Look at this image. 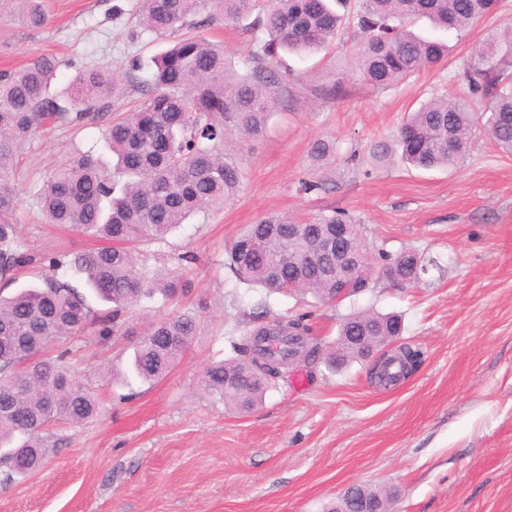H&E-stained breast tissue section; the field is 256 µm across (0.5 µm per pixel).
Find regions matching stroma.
Segmentation results:
<instances>
[{
    "instance_id": "obj_1",
    "label": "stroma",
    "mask_w": 512,
    "mask_h": 512,
    "mask_svg": "<svg viewBox=\"0 0 512 512\" xmlns=\"http://www.w3.org/2000/svg\"><path fill=\"white\" fill-rule=\"evenodd\" d=\"M48 21L22 23L0 0V73L34 58L62 62L57 86L79 70L121 68L133 56L162 49L140 32V0H44ZM512 28V0L464 34L417 32L449 46L437 67L378 91L345 74L339 35L319 53L285 56L280 106L262 136L240 150L244 179L224 209L182 225L138 259L148 270L177 269L178 255L197 262L183 272L178 301L129 315L128 335L107 344L84 336L73 365L100 385V416L49 433L52 451L40 470L0 480V512H327L352 485L390 495L389 512H512V153L476 133L464 161L421 170L375 164V142L391 140L409 112L433 95L470 96L467 64L484 41ZM199 33L241 61L255 45L247 23L216 18ZM339 86L329 95L331 86ZM105 124L41 130L22 152L15 221L25 250L76 252L93 239L44 221L30 190L75 151L113 164ZM334 138L336 162L324 191L308 158L315 139ZM363 225L370 247L369 286L310 322L321 358L291 368L260 405L230 410L202 384L208 363L230 356V342L251 327L260 301L272 313L301 312L296 296L267 294L239 283L225 250L244 225L276 213L306 224L330 210ZM414 251L428 270L412 287L382 275L383 255ZM208 308L178 367L154 382L132 370L134 346L151 321ZM373 310L403 320L400 345L422 353L396 384L371 378L369 364L328 366L325 352L342 319Z\"/></svg>"
}]
</instances>
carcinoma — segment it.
<instances>
[{
    "label": "carcinoma",
    "instance_id": "obj_1",
    "mask_svg": "<svg viewBox=\"0 0 512 512\" xmlns=\"http://www.w3.org/2000/svg\"><path fill=\"white\" fill-rule=\"evenodd\" d=\"M21 20L40 27L47 21L41 0H14ZM495 0H144L139 25L172 46L152 59L154 69L141 85L135 73L139 57L123 70L89 67L62 92L51 90L62 66L53 55H41L13 74L0 77V278L36 265L41 283L11 298H0V443L21 437L6 462L26 475L41 468L50 449L44 433L54 425H76L99 413L91 382L77 377L67 357L81 349L80 336L96 327L98 339L125 336L126 313L161 297L178 296L171 272L137 268L135 254L166 237L201 213L224 208L242 184L237 145L263 134L280 104L277 72L269 64L280 53L307 55L354 29L352 75L377 90L398 86L438 64L448 52L441 40L410 30L426 18L442 30L463 32L488 15ZM221 16L232 22L253 17L249 28L260 33L255 49L235 70L224 50L193 33L196 17ZM512 62V31L479 46L469 63L470 92L490 98L482 130L512 153V78L499 65ZM143 99L111 120L107 144L117 162L114 170L81 154L34 184V196L45 220L96 237L93 250L35 255L22 248L20 225L13 221L14 188L20 149L48 124H96L130 91ZM477 129L475 113L463 98L433 97L410 113L393 143L377 142L372 156L421 169L455 166L467 153ZM310 158L318 169L336 160L335 141L315 140ZM288 217L269 215L250 224L228 248L227 265L236 278L253 288L309 295L331 303L336 276H324L307 261L309 236L288 232ZM332 224H354L333 210L308 224V231ZM66 267L102 301L105 314L93 310L79 286L52 271ZM386 267L417 284L427 271L424 259L400 253L386 256ZM252 318L257 325L231 342L234 356L214 361L202 383L233 409L259 405L266 392L286 374L285 364L300 349L306 359L319 347L311 342L309 314L268 316L266 304ZM198 317L183 311L150 323L138 340L132 367L144 381L164 377L183 359L197 334ZM401 330L395 315L358 312L338 331L333 363L365 358L350 337L378 336Z\"/></svg>",
    "mask_w": 512,
    "mask_h": 512
}]
</instances>
